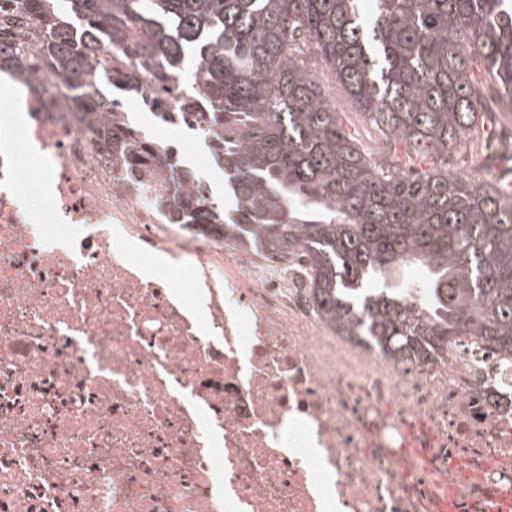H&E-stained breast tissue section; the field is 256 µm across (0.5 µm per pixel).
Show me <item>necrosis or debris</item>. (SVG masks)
I'll return each instance as SVG.
<instances>
[{
  "label": "necrosis or debris",
  "instance_id": "4bbe7bcc",
  "mask_svg": "<svg viewBox=\"0 0 512 512\" xmlns=\"http://www.w3.org/2000/svg\"><path fill=\"white\" fill-rule=\"evenodd\" d=\"M0 107V512H484L512 365L390 360L288 264L177 233L56 77ZM43 175L25 198L18 156ZM183 269L188 287L169 270Z\"/></svg>",
  "mask_w": 512,
  "mask_h": 512
}]
</instances>
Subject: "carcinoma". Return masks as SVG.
Here are the masks:
<instances>
[{"mask_svg":"<svg viewBox=\"0 0 512 512\" xmlns=\"http://www.w3.org/2000/svg\"><path fill=\"white\" fill-rule=\"evenodd\" d=\"M0 0V71L48 66L73 111L166 223L303 259L310 298L339 332L397 362L460 336L512 358V192L485 172L416 171L512 110V0ZM315 52L389 150L361 147L303 60ZM196 133L234 209L134 127L118 93ZM408 266L426 280L391 285Z\"/></svg>","mask_w":512,"mask_h":512,"instance_id":"cac0c4a2","label":"carcinoma"}]
</instances>
